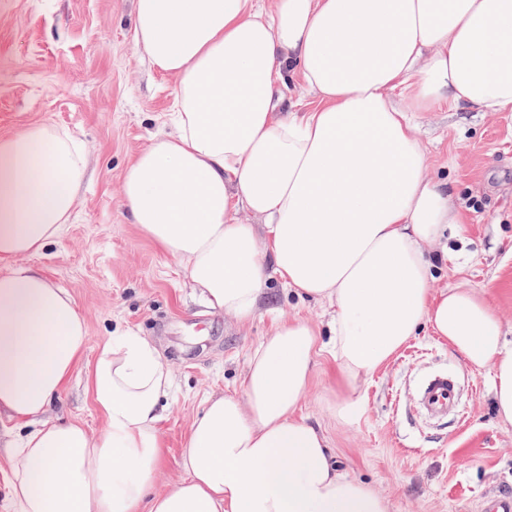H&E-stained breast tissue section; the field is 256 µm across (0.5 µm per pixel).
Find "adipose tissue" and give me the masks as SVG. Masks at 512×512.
Wrapping results in <instances>:
<instances>
[{
    "label": "adipose tissue",
    "mask_w": 512,
    "mask_h": 512,
    "mask_svg": "<svg viewBox=\"0 0 512 512\" xmlns=\"http://www.w3.org/2000/svg\"><path fill=\"white\" fill-rule=\"evenodd\" d=\"M134 42L175 77L173 133L127 169L134 223L180 259L209 310L252 321L270 273L328 303L329 340L305 320L252 352L243 396H210L183 478L153 488L174 375L156 343L123 329L87 388L105 426L48 419L87 348L66 288L20 264L72 223L87 174L74 135L42 123L0 137V421L12 512H388L299 415L318 350L335 360L355 421L359 383L422 326L492 374L512 425V346L467 284L436 287L433 253L462 217L431 178L411 115L445 103L512 112V0H135ZM319 101H286V75ZM410 98V108L397 106ZM261 226L241 223L240 211Z\"/></svg>",
    "instance_id": "obj_1"
}]
</instances>
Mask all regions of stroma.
Instances as JSON below:
<instances>
[{
	"label": "stroma",
	"instance_id": "obj_1",
	"mask_svg": "<svg viewBox=\"0 0 512 512\" xmlns=\"http://www.w3.org/2000/svg\"><path fill=\"white\" fill-rule=\"evenodd\" d=\"M135 0H0V136L47 122L78 136L88 150L77 218L63 236L23 262L67 288L88 325V343L52 416L104 427L85 372L116 328L152 337L175 376L174 400L161 425L165 457L154 487L183 475L181 455L208 396L242 395L251 352L276 320L300 318L327 332L328 304L286 296L268 285L267 311L237 323L201 307L179 259L131 223L121 186L132 160L167 132L174 77L153 68L133 40ZM432 176L451 182L466 215L437 287L460 281L484 293L512 341V112L437 107L413 116ZM445 371L459 384V409L425 419L416 392ZM326 353L314 360L301 414L326 434L346 472L387 501L389 512H478L481 497L512 492V426L493 411L491 374L467 367L430 327L364 378L363 413L336 415L344 388Z\"/></svg>",
	"mask_w": 512,
	"mask_h": 512
}]
</instances>
